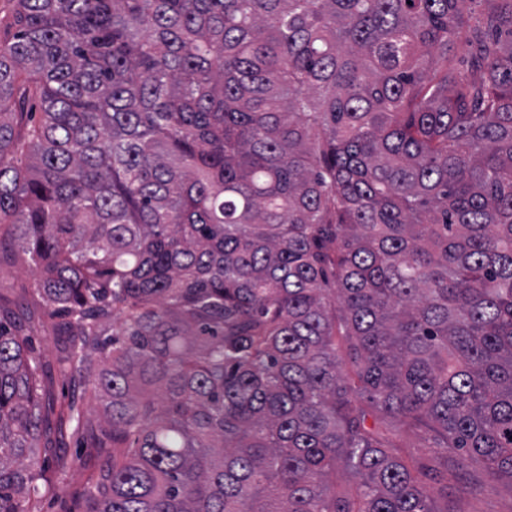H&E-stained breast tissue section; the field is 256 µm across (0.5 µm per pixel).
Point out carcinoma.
<instances>
[{"mask_svg":"<svg viewBox=\"0 0 512 512\" xmlns=\"http://www.w3.org/2000/svg\"><path fill=\"white\" fill-rule=\"evenodd\" d=\"M467 2L15 0L0 265L104 402L86 512H439L406 432L512 494V0ZM30 344L0 303V512L87 423Z\"/></svg>","mask_w":512,"mask_h":512,"instance_id":"cac0c4a2","label":"carcinoma"}]
</instances>
